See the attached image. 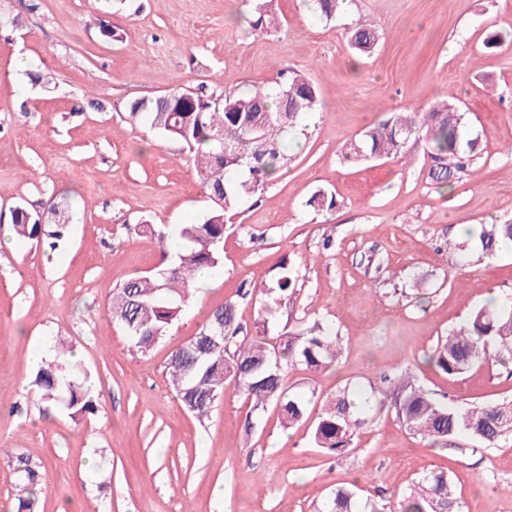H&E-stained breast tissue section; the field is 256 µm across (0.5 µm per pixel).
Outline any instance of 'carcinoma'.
I'll return each instance as SVG.
<instances>
[{
    "label": "carcinoma",
    "mask_w": 512,
    "mask_h": 512,
    "mask_svg": "<svg viewBox=\"0 0 512 512\" xmlns=\"http://www.w3.org/2000/svg\"><path fill=\"white\" fill-rule=\"evenodd\" d=\"M344 0H309L311 15L330 21ZM278 19L265 10L250 23L255 32L277 27ZM377 30L362 20L348 31L351 48L359 55L371 53L378 44ZM318 107V91L305 75L294 73L283 84L270 89L231 94L223 91L193 93L190 99L173 89L152 98L135 99L127 105L132 122L147 119L150 127L165 138L181 142L189 151L202 183L208 190L209 208L202 219L181 227L179 238L146 226L173 254V262L131 278L112 293V319L141 352L163 339L180 318L187 292L197 272L223 263L224 223L238 213L263 189L272 172L291 160L288 135L300 128ZM224 140H219V135ZM422 143L432 165L429 179L438 186L452 187L467 171L478 152V139L462 129L457 107L435 101L414 112H392L361 138L345 148L344 157L355 162L401 155L409 144ZM316 212L336 208L333 195L318 193L308 200ZM20 239L55 248L67 238L69 215L51 199L39 211L18 205L11 217ZM466 236L478 239L480 257L491 258L506 241H512V221L481 224ZM293 280L283 271L276 286L261 288L257 323L262 332L248 336L236 321L235 303L227 301L216 309L197 332L213 334L224 318V339L218 346L205 343L192 350L181 347L172 353L169 375L183 406L197 418L208 415L224 396L227 386L246 394L258 410L269 403L278 407L281 426L289 429L305 416L301 397L288 392L286 373L302 366L322 372L333 368L340 356L339 338L315 323L306 331L285 332L272 343L268 325L275 322L282 304L294 294ZM495 350L512 356V298L491 300L473 309L448 336L438 341L429 362L449 377L464 373ZM56 355L37 371L33 384L41 398L62 409L73 420L97 411L93 385L82 366L67 355L64 343L54 344ZM367 392L343 388L327 399L313 424L316 447L329 454L350 450L359 430L374 420L392 399L398 420L412 435L432 443L448 444V438L466 434L486 447L512 433V400L445 405L415 383L407 372L382 375L369 383ZM38 474L27 468L19 487V512H35L37 494L30 485ZM317 512H381L370 498L362 501L349 486H338L318 506ZM394 512H459L454 486L443 470H433L413 480L398 495Z\"/></svg>",
    "instance_id": "obj_1"
}]
</instances>
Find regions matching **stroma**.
Listing matches in <instances>:
<instances>
[{
  "instance_id": "stroma-1",
  "label": "stroma",
  "mask_w": 512,
  "mask_h": 512,
  "mask_svg": "<svg viewBox=\"0 0 512 512\" xmlns=\"http://www.w3.org/2000/svg\"><path fill=\"white\" fill-rule=\"evenodd\" d=\"M261 0H0L16 17L0 28V222L22 203L66 198L80 221L56 251L22 239L0 248V512H16L19 463L38 472L39 512H313L336 486L390 505L413 479L448 473L462 512H512V435L489 448L460 435L433 446L383 411L336 457L315 448L320 402L369 379L409 371L448 403L512 399V359L493 356L450 377L426 358L490 297L512 296V250L476 261L457 252L464 229L512 219V0H348L330 22L302 0H272L278 31H251ZM119 40L107 42L96 17ZM363 20L381 39L354 58L347 31ZM318 88L280 177L233 217L210 288L190 290L167 336L142 353L113 323L112 293L159 264L152 224L175 232L200 220L208 199L190 154L145 138L126 119L130 100L172 89L239 92L284 83ZM42 73L48 85L34 84ZM458 103L480 151L452 188L429 181L430 157L347 164L344 144L392 110ZM338 206L307 204L316 191ZM288 261L296 294L281 324L320 322L338 333L336 368H294L291 393L309 413L283 429L276 405L256 411L227 391L205 420L184 410L169 380L172 353L214 309L236 304L255 333L249 288L272 284ZM100 395L75 422L44 402L30 356L53 338Z\"/></svg>"
}]
</instances>
